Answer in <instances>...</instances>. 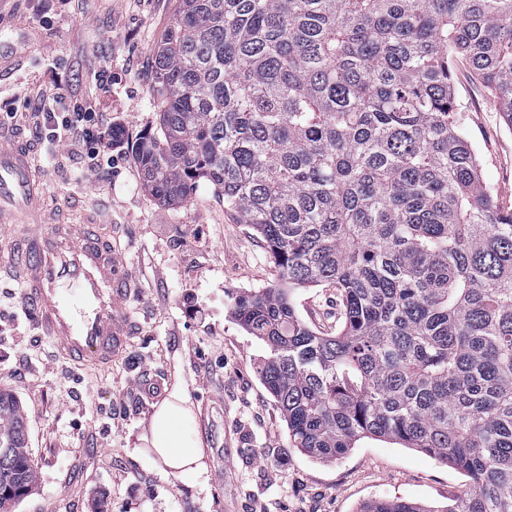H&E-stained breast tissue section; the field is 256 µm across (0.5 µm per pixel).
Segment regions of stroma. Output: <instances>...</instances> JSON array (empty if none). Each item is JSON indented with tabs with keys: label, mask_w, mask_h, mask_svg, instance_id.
Listing matches in <instances>:
<instances>
[{
	"label": "stroma",
	"mask_w": 512,
	"mask_h": 512,
	"mask_svg": "<svg viewBox=\"0 0 512 512\" xmlns=\"http://www.w3.org/2000/svg\"><path fill=\"white\" fill-rule=\"evenodd\" d=\"M178 9L179 0H0V40L27 37L13 68L0 72V114L22 109L29 93L62 94L94 103L120 132L116 159L71 153L43 176L69 213L88 209L111 223L135 326L110 369L74 368L38 336L18 283L0 280V387L25 406L38 472L35 493L15 512H357L376 497L446 505L467 477L415 449L364 439L322 464L289 447L256 372L263 347L224 302L226 292L272 284L262 238L207 184L174 206L146 191L130 145L157 127L155 53ZM452 71L465 134L510 207L512 131L465 62ZM92 165L95 175L86 176ZM200 225L210 236L195 237ZM336 304L332 288L296 296L299 315L322 332L335 331ZM147 380L164 401L174 388L188 393L203 474L172 476L151 448Z\"/></svg>",
	"instance_id": "obj_1"
}]
</instances>
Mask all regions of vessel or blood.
<instances>
[{
	"label": "vessel or blood",
	"instance_id": "b4317fda",
	"mask_svg": "<svg viewBox=\"0 0 512 512\" xmlns=\"http://www.w3.org/2000/svg\"><path fill=\"white\" fill-rule=\"evenodd\" d=\"M21 228V250L9 273L22 286L33 326L60 356L104 368L123 353L133 332L121 263L111 230L95 218L63 223L33 165L32 150L0 124V228Z\"/></svg>",
	"mask_w": 512,
	"mask_h": 512
}]
</instances>
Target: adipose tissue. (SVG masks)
Wrapping results in <instances>:
<instances>
[{
	"label": "adipose tissue",
	"mask_w": 512,
	"mask_h": 512,
	"mask_svg": "<svg viewBox=\"0 0 512 512\" xmlns=\"http://www.w3.org/2000/svg\"><path fill=\"white\" fill-rule=\"evenodd\" d=\"M188 401L185 391L175 390L170 400L161 404L152 416L150 445L156 448L159 456L177 476L200 460L196 445L186 431Z\"/></svg>",
	"instance_id": "obj_1"
}]
</instances>
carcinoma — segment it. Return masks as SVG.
<instances>
[{
	"label": "carcinoma",
	"instance_id": "1",
	"mask_svg": "<svg viewBox=\"0 0 512 512\" xmlns=\"http://www.w3.org/2000/svg\"><path fill=\"white\" fill-rule=\"evenodd\" d=\"M461 57L512 131V0H180L153 71L158 127L131 145L164 205L201 183L263 239L276 278L226 293L289 447L333 463L363 438L462 472L453 503L512 512V207L464 134ZM336 289V331L301 288ZM37 484L0 389V512Z\"/></svg>",
	"mask_w": 512,
	"mask_h": 512
}]
</instances>
